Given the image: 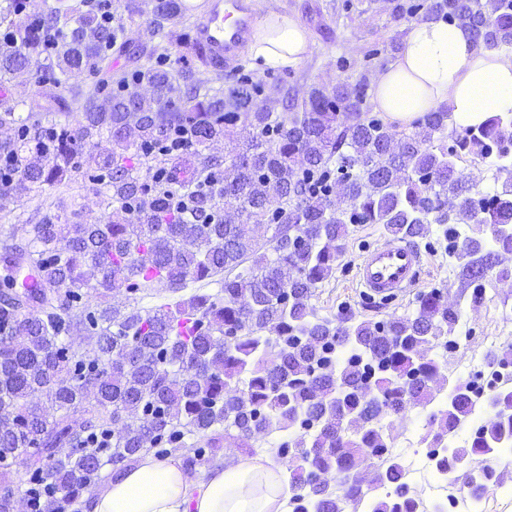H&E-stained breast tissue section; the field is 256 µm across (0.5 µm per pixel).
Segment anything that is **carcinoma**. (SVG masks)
I'll list each match as a JSON object with an SVG mask.
<instances>
[{"label":"carcinoma","mask_w":512,"mask_h":512,"mask_svg":"<svg viewBox=\"0 0 512 512\" xmlns=\"http://www.w3.org/2000/svg\"><path fill=\"white\" fill-rule=\"evenodd\" d=\"M393 18L444 20L466 29L475 46L512 47V0H391ZM150 6L157 30L182 19L181 0H127ZM0 75L51 72L48 112H82L77 128L46 114L0 113V197L76 174L110 192L103 223H59L45 201L23 226L26 244L5 246L24 288L0 284V447L29 455V512H77L83 494L154 453L183 452L194 470L206 453L251 450L255 429L281 433L291 512H344L360 503L345 484L372 456L387 462L368 512H416L417 503L385 435L384 420L410 404L430 408L426 458L446 477L448 463L473 493L490 476L483 463L512 440V348L490 360L494 378L447 379L426 351L456 345L460 305L433 291L409 314L384 322L320 318L311 298L333 272L350 224H382L395 239L420 238L439 225L448 255L463 261L474 296L487 259L512 256V176L487 192L459 173L472 154L512 162V115L447 136L448 107L398 131L365 108L364 78L314 85L286 98L292 131L258 103L260 83L242 74L210 92L188 69L158 63L112 74V48L127 42L88 0H59L29 15L0 0ZM95 78L72 100L55 89ZM249 124L245 146L235 130ZM114 148H103V140ZM224 141V154L207 152ZM135 148V156L126 155ZM152 162L140 175L134 159ZM459 224H486L487 238L461 237ZM218 278L219 289L150 309L136 306L156 281L177 292L187 281ZM135 305L93 304L100 291ZM84 337L76 348L72 336ZM235 342L224 348V337ZM450 389L445 408L437 391ZM494 414L470 444L450 448L448 431L476 403ZM84 415L81 423L72 420ZM323 475L325 481L315 477Z\"/></svg>","instance_id":"obj_1"}]
</instances>
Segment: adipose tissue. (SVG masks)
I'll list each match as a JSON object with an SVG mask.
<instances>
[{"mask_svg":"<svg viewBox=\"0 0 512 512\" xmlns=\"http://www.w3.org/2000/svg\"><path fill=\"white\" fill-rule=\"evenodd\" d=\"M308 52L299 21L275 13L258 21L249 47L271 67L298 65ZM373 104L399 130L441 104L449 128L484 125L512 111V52L477 48L454 23L412 22L395 61L374 81ZM290 496L283 467L264 455L197 475L174 459L147 455L95 492L90 512H287Z\"/></svg>","mask_w":512,"mask_h":512,"instance_id":"ef3b65f1","label":"adipose tissue"}]
</instances>
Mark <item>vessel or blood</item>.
Here are the masks:
<instances>
[{
	"label": "vessel or blood",
	"mask_w": 512,
	"mask_h": 512,
	"mask_svg": "<svg viewBox=\"0 0 512 512\" xmlns=\"http://www.w3.org/2000/svg\"><path fill=\"white\" fill-rule=\"evenodd\" d=\"M183 12L191 18L199 60L214 74H224L248 45L256 18L254 0H183ZM422 259L410 244L385 242L367 249L356 269V278L367 303L386 305L414 287Z\"/></svg>",
	"instance_id": "obj_1"
}]
</instances>
